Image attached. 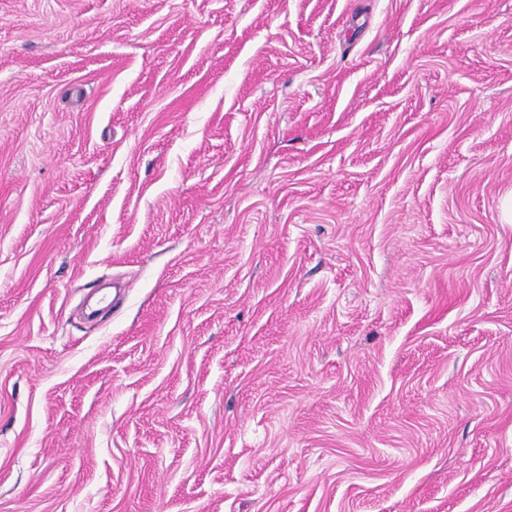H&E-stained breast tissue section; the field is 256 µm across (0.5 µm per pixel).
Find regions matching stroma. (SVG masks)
Returning a JSON list of instances; mask_svg holds the SVG:
<instances>
[{
	"instance_id": "35a3bbf8",
	"label": "stroma",
	"mask_w": 512,
	"mask_h": 512,
	"mask_svg": "<svg viewBox=\"0 0 512 512\" xmlns=\"http://www.w3.org/2000/svg\"><path fill=\"white\" fill-rule=\"evenodd\" d=\"M512 0H0V512H512Z\"/></svg>"
}]
</instances>
